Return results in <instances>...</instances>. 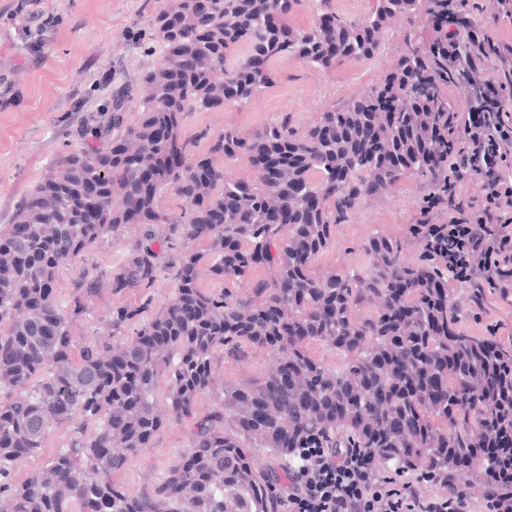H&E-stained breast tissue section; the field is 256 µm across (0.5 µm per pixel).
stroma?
Returning <instances> with one entry per match:
<instances>
[{"instance_id": "1", "label": "stroma", "mask_w": 512, "mask_h": 512, "mask_svg": "<svg viewBox=\"0 0 512 512\" xmlns=\"http://www.w3.org/2000/svg\"><path fill=\"white\" fill-rule=\"evenodd\" d=\"M35 9L44 25L27 22ZM153 9L154 0H40L36 6L0 0V224L11 222L51 162L81 149L88 117L111 101L113 89L135 83L143 61L139 36L148 32ZM403 46L387 37L382 59L324 77L296 60L271 63L273 80L254 101L192 113L183 137L194 153L230 126L245 134L285 115L303 127L376 79ZM416 212L405 189L385 204L363 205L354 223L339 230L333 251L317 260L318 270L356 265L367 235L414 223ZM192 424L189 417L172 420L154 447L134 459L126 481L140 491L162 482L185 451Z\"/></svg>"}]
</instances>
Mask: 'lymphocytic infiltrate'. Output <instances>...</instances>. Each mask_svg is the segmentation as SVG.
<instances>
[{
  "mask_svg": "<svg viewBox=\"0 0 512 512\" xmlns=\"http://www.w3.org/2000/svg\"><path fill=\"white\" fill-rule=\"evenodd\" d=\"M444 11L448 36L436 52L461 72L464 105L449 109L444 128L429 100L412 109L426 142L447 141L457 156L448 190L455 217L431 243L447 255L453 280L492 286L512 306V0H489L479 20L463 14L459 0H446ZM478 180L480 196L471 192ZM288 480L284 512H482L466 490L448 485L423 497L405 481L380 477L369 448L301 449Z\"/></svg>",
  "mask_w": 512,
  "mask_h": 512,
  "instance_id": "f902f5d3",
  "label": "lymphocytic infiltrate"
}]
</instances>
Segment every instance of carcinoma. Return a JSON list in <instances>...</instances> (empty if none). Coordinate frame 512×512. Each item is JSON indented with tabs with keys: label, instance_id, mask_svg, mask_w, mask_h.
I'll return each mask as SVG.
<instances>
[{
	"label": "carcinoma",
	"instance_id": "obj_1",
	"mask_svg": "<svg viewBox=\"0 0 512 512\" xmlns=\"http://www.w3.org/2000/svg\"><path fill=\"white\" fill-rule=\"evenodd\" d=\"M301 2L158 0L151 40L160 60L92 118L98 144L64 156L0 228V512H279L275 484L249 449L290 458L311 443L371 448L381 473L414 482L438 470L494 497L499 462L476 455L473 435L512 431V343L460 331V301L479 300L481 289L454 298L429 228L369 235L361 272L315 270L364 204L405 185L419 210L437 204L448 218V143L431 166L408 126L412 98L427 94L443 121L452 104L433 41L406 39L374 83L300 129L286 118L243 135L229 127L187 151L189 115L251 102L271 82V62L299 60L323 76L375 61L391 30L433 18L440 4L376 0L355 18L312 0L313 24L286 38L270 16L286 18ZM402 67L407 78L394 80ZM238 156L248 170L233 174L225 161ZM165 191L182 200L180 214L160 206ZM130 226L140 228L131 242ZM108 234L122 260L58 287L60 270ZM197 242L209 246L208 261ZM168 268L170 301L136 336L117 339L151 309ZM230 279L247 288L230 296L204 287ZM431 282L443 284L435 296ZM94 297L112 303L81 345ZM243 342L262 376L217 378L214 354L238 360ZM314 345L342 363L325 362ZM493 369L507 376L505 402L478 389ZM207 392L217 397L203 406ZM76 415L83 421L52 446V428ZM189 416L187 449L151 493L115 480L171 419ZM50 447L42 472L19 475L18 462Z\"/></svg>",
	"mask_w": 512,
	"mask_h": 512
}]
</instances>
